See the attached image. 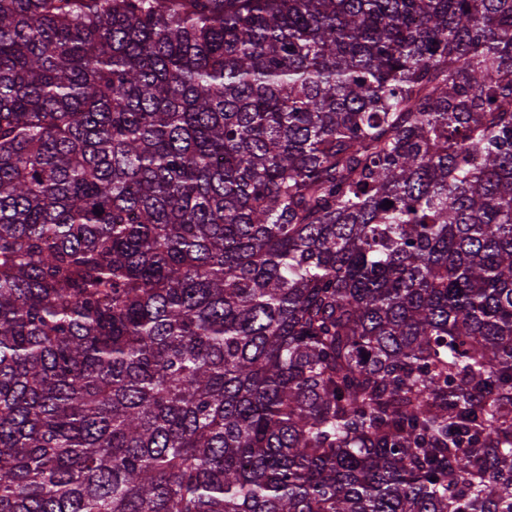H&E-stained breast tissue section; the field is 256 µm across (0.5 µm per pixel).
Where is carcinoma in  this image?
Wrapping results in <instances>:
<instances>
[{
    "label": "carcinoma",
    "instance_id": "cac0c4a2",
    "mask_svg": "<svg viewBox=\"0 0 512 512\" xmlns=\"http://www.w3.org/2000/svg\"><path fill=\"white\" fill-rule=\"evenodd\" d=\"M0 512H512V0H0Z\"/></svg>",
    "mask_w": 512,
    "mask_h": 512
}]
</instances>
